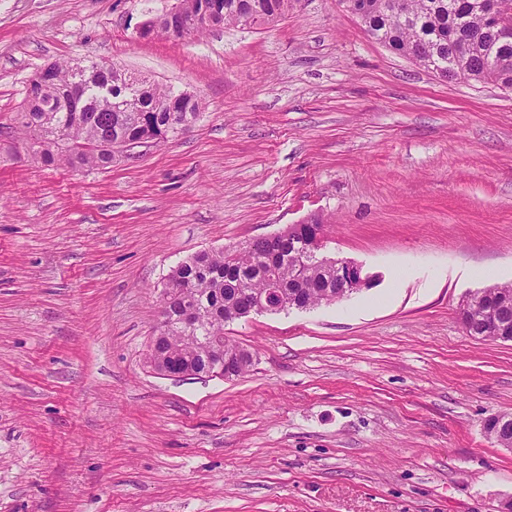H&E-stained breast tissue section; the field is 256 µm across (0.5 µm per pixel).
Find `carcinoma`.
Instances as JSON below:
<instances>
[{"label":"carcinoma","mask_w":512,"mask_h":512,"mask_svg":"<svg viewBox=\"0 0 512 512\" xmlns=\"http://www.w3.org/2000/svg\"><path fill=\"white\" fill-rule=\"evenodd\" d=\"M363 24L369 35L399 55L416 53L444 80H474L512 85V37L503 38L489 25L477 7L478 0H359ZM292 7V0H224L223 24H273ZM56 82L26 101L20 127L38 149V128L65 130L76 146L57 152L44 151L41 161L52 165L66 161L79 166H105L103 154L83 149L97 141L124 137L140 140L168 125L177 127L186 113L176 93L152 84L141 100V111L119 112L112 97L99 91L107 81L98 73L77 99L79 111H69L60 92L73 82L71 67L54 63ZM323 225L314 220L301 224L295 239L278 250L258 240L237 251H201L178 265L167 286L179 290L158 331L167 336L166 351L175 361L204 370L210 363V340L224 339V348L238 345L224 338V324L235 320L238 309L251 303L266 288V273L278 274L288 302L298 309L319 306L336 293V270L305 259V244ZM193 310L201 321L187 326L181 319ZM463 326L475 329V337L512 341V285H494L469 294L459 307Z\"/></svg>","instance_id":"1"}]
</instances>
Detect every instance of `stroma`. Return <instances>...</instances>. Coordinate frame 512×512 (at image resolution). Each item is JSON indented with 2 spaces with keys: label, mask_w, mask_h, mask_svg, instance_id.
<instances>
[{
  "label": "stroma",
  "mask_w": 512,
  "mask_h": 512,
  "mask_svg": "<svg viewBox=\"0 0 512 512\" xmlns=\"http://www.w3.org/2000/svg\"><path fill=\"white\" fill-rule=\"evenodd\" d=\"M176 0H0V512H501L512 342V91L443 81L342 0L140 37ZM105 61L201 117L109 166H45L17 114L45 65ZM312 220L372 287L224 334L249 371L147 362L171 271ZM459 316L463 327L475 329L474 337L512 341V285H494L469 294L460 304Z\"/></svg>",
  "instance_id": "1"
}]
</instances>
